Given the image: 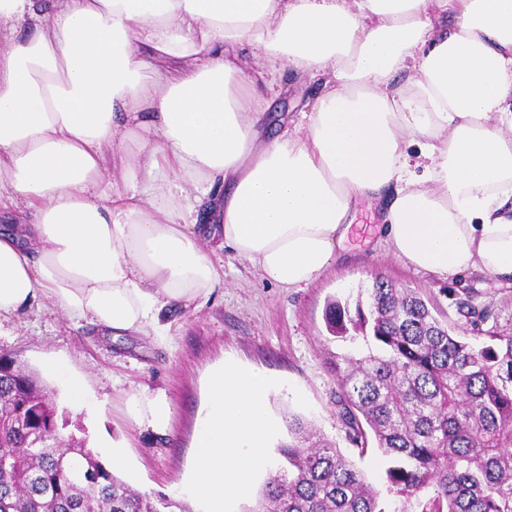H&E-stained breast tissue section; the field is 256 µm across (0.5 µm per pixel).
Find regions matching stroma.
Masks as SVG:
<instances>
[{"instance_id": "obj_1", "label": "stroma", "mask_w": 512, "mask_h": 512, "mask_svg": "<svg viewBox=\"0 0 512 512\" xmlns=\"http://www.w3.org/2000/svg\"><path fill=\"white\" fill-rule=\"evenodd\" d=\"M276 78L286 90L266 106L268 135H276L282 121L298 119L309 111L317 94L313 82L302 83L289 71ZM375 209L361 206L336 264L306 288L288 290L267 282L231 251L213 253L224 268V285L206 302L167 309L173 338L160 345L138 334L112 336L84 322L69 321L58 307L44 303L0 322V352L16 357L33 371L46 360H67L83 379L97 404L91 411L73 410L62 392L53 398L59 411L68 413V432H80L101 461L109 454L102 447L110 438L127 447L118 476L145 493L179 496L192 463V437L204 404V383L209 369L224 358L265 371L300 390L297 403L284 395L272 396L270 405L279 419L301 415L362 468L368 480L382 490L388 512L406 504L389 493L388 466L379 449L359 454L345 437L336 404L339 386L332 368L337 354L365 352L363 343L335 338L327 329L329 301L357 295L375 275L418 291L438 309L454 335L474 340L476 331L467 306L490 307L491 325L512 334V280L489 273L439 276L403 264L393 253L378 226ZM149 388L164 390L173 405L167 435L139 432L125 417L127 393Z\"/></svg>"}]
</instances>
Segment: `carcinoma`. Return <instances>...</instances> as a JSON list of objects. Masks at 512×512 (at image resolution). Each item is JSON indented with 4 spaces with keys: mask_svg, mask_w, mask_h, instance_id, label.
<instances>
[{
    "mask_svg": "<svg viewBox=\"0 0 512 512\" xmlns=\"http://www.w3.org/2000/svg\"><path fill=\"white\" fill-rule=\"evenodd\" d=\"M328 330L362 340L365 355L336 357L347 441L367 433L389 458L388 491L421 512H512V335L474 344L452 334L416 292L374 278L368 301L331 302ZM285 464L251 512H386L363 472L296 415ZM0 512H192L166 494L133 489L86 447L59 435L39 375L0 353Z\"/></svg>",
    "mask_w": 512,
    "mask_h": 512,
    "instance_id": "cac0c4a2",
    "label": "carcinoma"
}]
</instances>
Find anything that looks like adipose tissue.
Returning a JSON list of instances; mask_svg holds the SVG:
<instances>
[{
    "instance_id": "1",
    "label": "adipose tissue",
    "mask_w": 512,
    "mask_h": 512,
    "mask_svg": "<svg viewBox=\"0 0 512 512\" xmlns=\"http://www.w3.org/2000/svg\"><path fill=\"white\" fill-rule=\"evenodd\" d=\"M280 66L320 91L269 143ZM366 202L404 264L512 277V0H0V320L164 342L224 282L203 242L302 288Z\"/></svg>"
}]
</instances>
